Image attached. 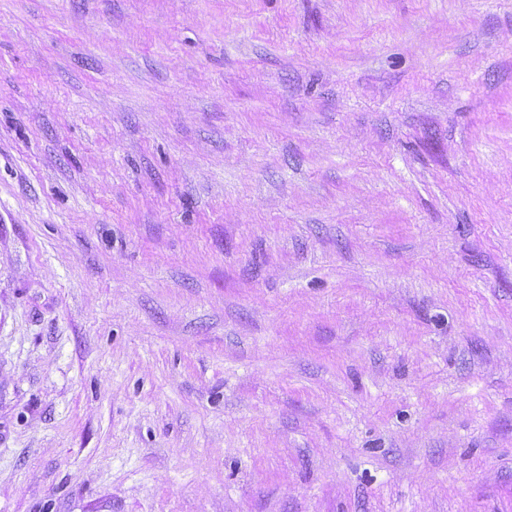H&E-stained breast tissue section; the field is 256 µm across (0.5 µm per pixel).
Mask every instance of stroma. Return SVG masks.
<instances>
[{"label": "stroma", "instance_id": "obj_1", "mask_svg": "<svg viewBox=\"0 0 512 512\" xmlns=\"http://www.w3.org/2000/svg\"><path fill=\"white\" fill-rule=\"evenodd\" d=\"M0 512H512V0H0Z\"/></svg>", "mask_w": 512, "mask_h": 512}]
</instances>
